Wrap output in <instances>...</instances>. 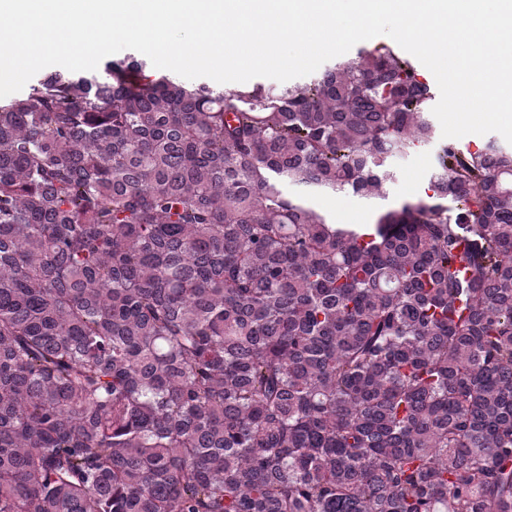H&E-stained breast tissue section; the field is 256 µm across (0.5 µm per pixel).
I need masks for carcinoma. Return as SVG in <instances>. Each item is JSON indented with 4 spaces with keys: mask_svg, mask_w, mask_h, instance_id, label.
Returning <instances> with one entry per match:
<instances>
[{
    "mask_svg": "<svg viewBox=\"0 0 512 512\" xmlns=\"http://www.w3.org/2000/svg\"><path fill=\"white\" fill-rule=\"evenodd\" d=\"M56 71L0 104V512H512V145L381 41L304 86ZM433 119H434V124L436 127L437 134L441 140L455 141L463 148L468 147L474 151V150L483 148L485 145H487L488 143L493 142V141L497 142L498 144H502L503 138L497 133H489V134H486L483 136L470 134V135H466L459 139L443 138L441 135V126L434 115H433ZM431 165V154L426 149L398 159L392 194L381 204L369 203L352 193H318L310 201L333 224H370L381 207L424 194L429 184Z\"/></svg>",
    "mask_w": 512,
    "mask_h": 512,
    "instance_id": "obj_1",
    "label": "carcinoma"
}]
</instances>
